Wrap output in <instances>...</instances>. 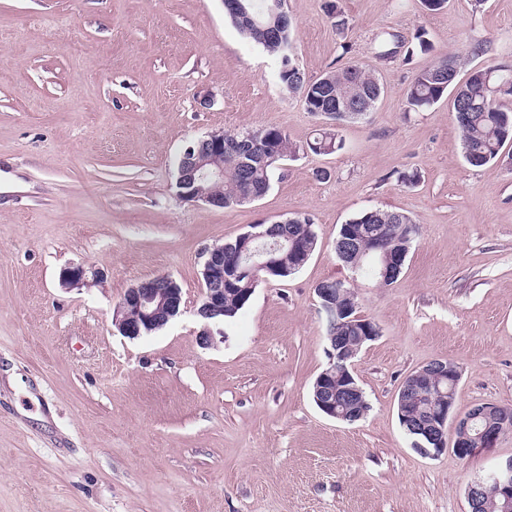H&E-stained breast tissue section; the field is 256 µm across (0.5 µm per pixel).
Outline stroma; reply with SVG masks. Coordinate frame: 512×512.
Listing matches in <instances>:
<instances>
[{
  "label": "stroma",
  "instance_id": "stroma-1",
  "mask_svg": "<svg viewBox=\"0 0 512 512\" xmlns=\"http://www.w3.org/2000/svg\"><path fill=\"white\" fill-rule=\"evenodd\" d=\"M285 0L294 52L316 78L357 61L385 90L342 124V149L305 150L322 125L223 0H0V512H468L466 489L512 458V434L462 459L414 450L397 415L405 378L455 363L456 415L512 408V140L463 158L452 97L406 111L433 55L512 69V0ZM425 33L433 54L390 60L379 41ZM284 130L301 145L261 199L214 209L178 197V159L213 131ZM416 174L413 183L405 182ZM420 227L390 286L339 261L341 224L368 209ZM309 216L316 248L258 286L213 346L197 341L204 247L252 224ZM104 280L62 288L61 270ZM159 274L180 314L131 340L125 291ZM346 279L378 327L353 371L369 410L323 414L329 364L315 287Z\"/></svg>",
  "mask_w": 512,
  "mask_h": 512
}]
</instances>
